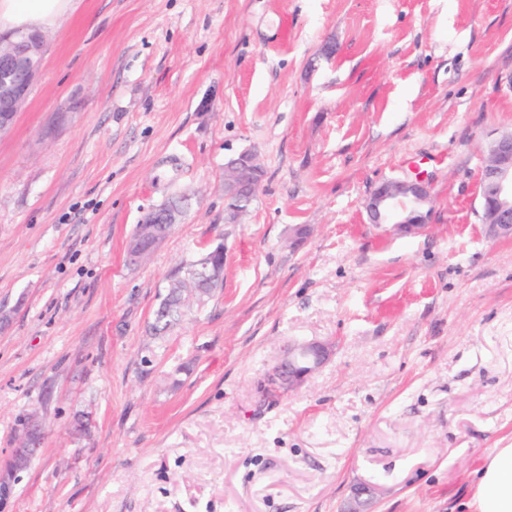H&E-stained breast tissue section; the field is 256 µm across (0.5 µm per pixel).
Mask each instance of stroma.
Wrapping results in <instances>:
<instances>
[{
  "mask_svg": "<svg viewBox=\"0 0 512 512\" xmlns=\"http://www.w3.org/2000/svg\"><path fill=\"white\" fill-rule=\"evenodd\" d=\"M45 36L0 137V512H342L361 484L372 512H470L512 446V241L476 216L481 147L512 129V0H78ZM245 149L264 178L228 224ZM404 177L432 219L398 237L362 202ZM219 244L223 288L152 339L170 276ZM291 339L335 348L269 394ZM262 180V169L257 154L242 151L224 165L225 222L235 224L245 212L239 201L250 192L256 194ZM181 216L182 211L169 202L148 212L141 224H150L146 228V235L150 239L151 245L147 249L140 251L136 255L135 261L143 259L155 244L169 236L172 224H180L179 219ZM22 425L27 432L19 441H16L15 448L12 449L8 459L9 468L15 472L22 471L28 466L42 440L41 428L34 414H29Z\"/></svg>",
  "mask_w": 512,
  "mask_h": 512,
  "instance_id": "stroma-1",
  "label": "stroma"
}]
</instances>
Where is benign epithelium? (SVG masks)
Returning a JSON list of instances; mask_svg holds the SVG:
<instances>
[{"label":"benign epithelium","instance_id":"obj_1","mask_svg":"<svg viewBox=\"0 0 512 512\" xmlns=\"http://www.w3.org/2000/svg\"><path fill=\"white\" fill-rule=\"evenodd\" d=\"M45 36L19 34L0 38V134L14 125L27 103L40 72ZM262 180L257 154L242 151L224 165L225 222L234 224L244 213L241 200L256 194ZM477 216L485 235L492 239H512V130L492 134L483 145V165L479 181ZM429 186L420 179H390L377 184L364 200L369 221L399 236L423 232L430 221ZM182 211L169 203L152 209L142 223L155 245L179 223ZM330 344L291 341L265 380L271 393H284L300 387L327 360ZM24 436L16 442L8 459L11 470H24L40 447L41 428L35 415L24 419Z\"/></svg>","mask_w":512,"mask_h":512}]
</instances>
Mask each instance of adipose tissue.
Returning a JSON list of instances; mask_svg holds the SVG:
<instances>
[{"instance_id":"obj_1","label":"adipose tissue","mask_w":512,"mask_h":512,"mask_svg":"<svg viewBox=\"0 0 512 512\" xmlns=\"http://www.w3.org/2000/svg\"><path fill=\"white\" fill-rule=\"evenodd\" d=\"M75 0H0V27L33 31L56 24ZM474 512H512V448L493 449L477 472Z\"/></svg>"}]
</instances>
